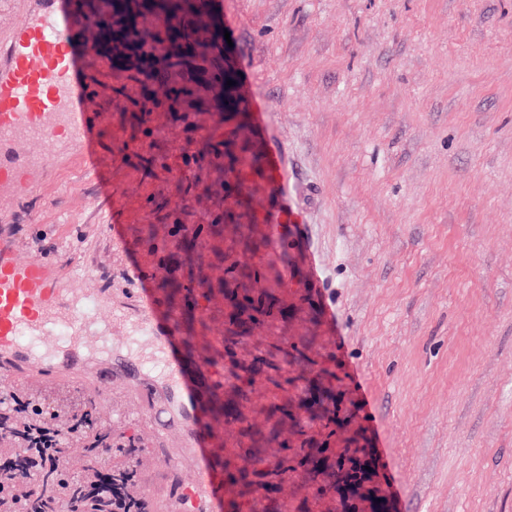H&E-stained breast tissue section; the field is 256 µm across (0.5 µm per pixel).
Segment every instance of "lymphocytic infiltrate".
<instances>
[{
  "mask_svg": "<svg viewBox=\"0 0 512 512\" xmlns=\"http://www.w3.org/2000/svg\"><path fill=\"white\" fill-rule=\"evenodd\" d=\"M73 442L95 455L112 452L88 411L33 395H1L0 461L25 477L0 471V512H148L136 466L68 462L65 451Z\"/></svg>",
  "mask_w": 512,
  "mask_h": 512,
  "instance_id": "lymphocytic-infiltrate-1",
  "label": "lymphocytic infiltrate"
}]
</instances>
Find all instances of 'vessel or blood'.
<instances>
[{
    "instance_id": "1",
    "label": "vessel or blood",
    "mask_w": 512,
    "mask_h": 512,
    "mask_svg": "<svg viewBox=\"0 0 512 512\" xmlns=\"http://www.w3.org/2000/svg\"><path fill=\"white\" fill-rule=\"evenodd\" d=\"M74 10L60 0H35L30 16L14 27L0 57V170L26 167L25 154L15 148V133L24 130L40 137L54 135L55 118L65 112L68 127L85 140L83 158L96 166L97 113L81 104L92 76L82 69L72 39ZM80 293L62 295L55 272L39 259L20 260L12 243L0 241V373L18 380L30 391L65 383L67 376L92 377L98 392H110L117 380L141 379L140 366L112 353V333L97 318L85 315ZM145 327L158 348L170 352L167 379L153 388L156 408L152 423L158 435L182 427L196 458V477L170 489L173 512H221L225 508L222 469L223 449L215 445L217 427L204 420L196 382L184 371L173 352L178 344L174 310L156 308ZM91 331L94 343L80 340L59 343L56 326Z\"/></svg>"
}]
</instances>
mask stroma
<instances>
[{
    "mask_svg": "<svg viewBox=\"0 0 512 512\" xmlns=\"http://www.w3.org/2000/svg\"><path fill=\"white\" fill-rule=\"evenodd\" d=\"M224 18L228 38L197 59L190 95L152 113L150 137L129 138L126 115L153 90L132 63L113 93L85 100L101 117L97 168L80 140H25L30 163L0 198V238L55 264L60 287L102 296L100 320L136 359L156 353L141 331L139 291L157 286L142 226L165 239L186 208L193 223L222 225L200 240L208 286L180 315L190 342L176 354L212 384L263 360L291 379L255 378L246 401L221 391L241 415L224 424L225 456L250 446L274 464L272 435L332 462L387 449L347 494H317L296 468L263 490L267 512H512V0H224ZM217 61L251 73L264 130L239 138L236 89L217 81ZM209 135L231 144L233 169H204L185 196L174 173ZM271 152L284 199L268 187ZM145 153L164 161L148 176ZM284 209L293 220L271 231ZM229 258L261 267L257 286L274 288L279 312L218 360L235 314L219 288ZM68 389L98 429L154 442L151 400L116 389L107 402L80 377ZM164 445L167 460L139 474L150 512L191 479L178 438Z\"/></svg>",
    "mask_w": 512,
    "mask_h": 512,
    "instance_id": "35a3bbf8",
    "label": "stroma"
}]
</instances>
